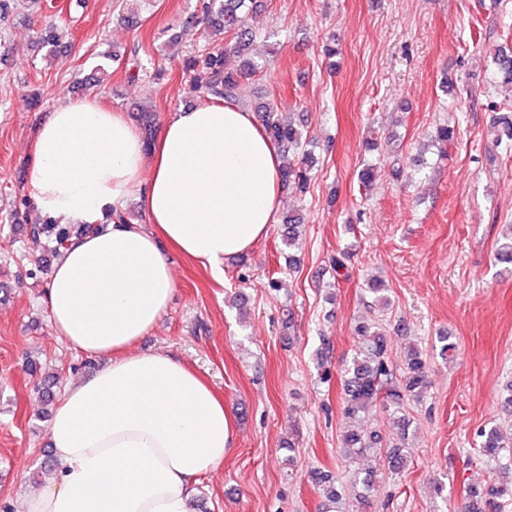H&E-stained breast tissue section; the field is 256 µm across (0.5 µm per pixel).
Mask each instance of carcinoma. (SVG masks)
I'll return each instance as SVG.
<instances>
[{
	"label": "carcinoma",
	"instance_id": "1",
	"mask_svg": "<svg viewBox=\"0 0 512 512\" xmlns=\"http://www.w3.org/2000/svg\"><path fill=\"white\" fill-rule=\"evenodd\" d=\"M253 0H208L205 15L201 20L191 17L186 20L189 26L204 24V47L183 58L182 69L189 76L190 90L201 99L247 102L250 81L264 64L253 59L251 47L256 40L255 32L248 26L246 9ZM38 44L46 50L49 58L56 61L63 51L57 29L49 24L41 25L37 31ZM239 59V65L229 67L226 55ZM491 81L512 88V50L498 49L492 55ZM128 64L135 68V76L162 75V69L154 68L152 59L139 57L132 50ZM262 128L277 148L288 149L297 156V162L282 166L280 177L283 183L292 182L304 192L309 189L312 179L314 157L303 149L302 134L291 116L279 112L272 104L259 107ZM497 129L495 142L512 146V114L497 113L493 116ZM91 230L89 224H50L44 218L27 226L28 234L39 239L45 237L54 244V252L60 253L69 239ZM356 349L345 369L343 381V412L354 420L356 426L345 431L343 448L350 456L375 455L387 462L392 471L406 465V455L399 445L387 450L376 447L379 435L365 432L357 423L368 417L377 404H382L391 414L402 413L408 400H420L427 392L429 382L426 374L427 354L419 349L408 350L402 375L396 376L388 356L387 337L378 323L372 320L359 322L355 327ZM479 448L490 462H497L502 453L512 449V432L503 431L496 424L486 425L479 431ZM374 471L355 474L362 486L356 498L357 512H368L371 508ZM315 483L322 487L324 498L331 504L342 503V494L332 475L315 471ZM512 498V487L492 486L483 492L470 489L468 497L458 508V512H501V499Z\"/></svg>",
	"mask_w": 512,
	"mask_h": 512
}]
</instances>
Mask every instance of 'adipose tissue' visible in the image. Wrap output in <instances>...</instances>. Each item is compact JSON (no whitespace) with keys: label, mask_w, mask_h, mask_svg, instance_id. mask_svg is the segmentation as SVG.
I'll return each instance as SVG.
<instances>
[{"label":"adipose tissue","mask_w":512,"mask_h":512,"mask_svg":"<svg viewBox=\"0 0 512 512\" xmlns=\"http://www.w3.org/2000/svg\"><path fill=\"white\" fill-rule=\"evenodd\" d=\"M280 159L254 115L226 102L183 109L146 148L123 113L88 98L35 129L29 183L72 237L41 297L55 336L109 362L69 383L50 419L54 469L21 512H195L197 486L235 440L212 388L169 353L135 346L169 307V251L216 279L277 223ZM140 190L144 224L105 222Z\"/></svg>","instance_id":"1"}]
</instances>
